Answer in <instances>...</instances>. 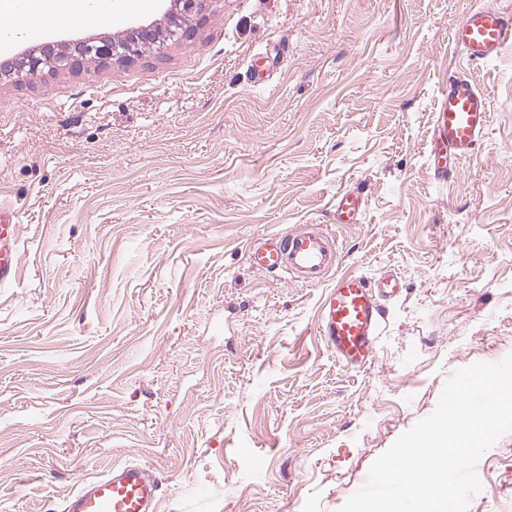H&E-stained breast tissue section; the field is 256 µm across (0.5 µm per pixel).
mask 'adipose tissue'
<instances>
[{
  "instance_id": "adipose-tissue-1",
  "label": "adipose tissue",
  "mask_w": 512,
  "mask_h": 512,
  "mask_svg": "<svg viewBox=\"0 0 512 512\" xmlns=\"http://www.w3.org/2000/svg\"><path fill=\"white\" fill-rule=\"evenodd\" d=\"M46 9L60 20L92 26L123 14L126 4L125 0H0V45L24 35Z\"/></svg>"
}]
</instances>
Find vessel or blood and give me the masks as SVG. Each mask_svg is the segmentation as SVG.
Instances as JSON below:
<instances>
[{"label":"vessel or blood","mask_w":512,"mask_h":512,"mask_svg":"<svg viewBox=\"0 0 512 512\" xmlns=\"http://www.w3.org/2000/svg\"><path fill=\"white\" fill-rule=\"evenodd\" d=\"M450 42L474 67L501 59L512 51V0L470 8L450 34ZM487 94L466 74L449 77L436 99L429 142L431 174L440 183L458 174L486 137L490 123ZM339 223H358L366 204L343 189L336 194ZM22 226L8 202H0V288L15 283L20 263ZM251 268L266 274H288L308 285H324L318 307L317 334L337 362L359 370L371 365L386 320L385 301L399 298L397 275L372 280L337 271L334 236L318 224H300L265 233L247 248ZM162 482L150 466L127 462L83 484L64 502V512H158Z\"/></svg>","instance_id":"obj_1"}]
</instances>
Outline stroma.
<instances>
[{
  "mask_svg": "<svg viewBox=\"0 0 512 512\" xmlns=\"http://www.w3.org/2000/svg\"><path fill=\"white\" fill-rule=\"evenodd\" d=\"M475 0H204L192 40L0 77V200L23 226L0 288V512H62L129 461L160 512H339L452 373L512 354V52L471 69L476 155L430 178L449 33ZM368 197L334 220L338 190ZM320 224L339 271L397 274L373 364L316 334L323 286L246 262ZM469 512H512V433Z\"/></svg>",
  "mask_w": 512,
  "mask_h": 512,
  "instance_id": "35a3bbf8",
  "label": "stroma"
}]
</instances>
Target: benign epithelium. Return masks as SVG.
Listing matches in <instances>:
<instances>
[{
	"label": "benign epithelium",
	"mask_w": 512,
	"mask_h": 512,
	"mask_svg": "<svg viewBox=\"0 0 512 512\" xmlns=\"http://www.w3.org/2000/svg\"><path fill=\"white\" fill-rule=\"evenodd\" d=\"M200 0H174V8L163 18L142 24L125 35L77 41L64 51L46 45L32 49L13 62L11 71L18 77L34 78L64 69H72L84 59L111 61L115 58L135 60L147 49L161 52L167 42H176L188 35Z\"/></svg>",
	"instance_id": "1"
}]
</instances>
